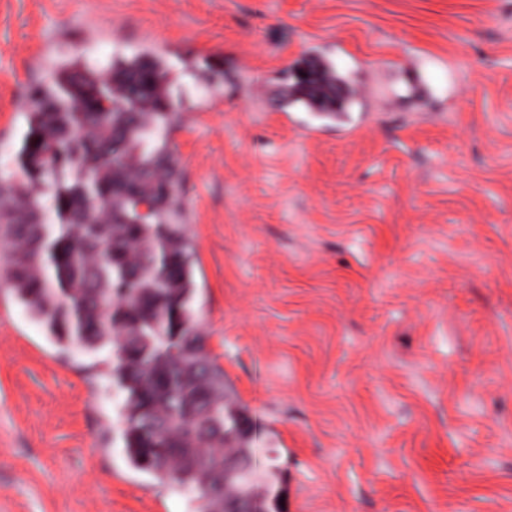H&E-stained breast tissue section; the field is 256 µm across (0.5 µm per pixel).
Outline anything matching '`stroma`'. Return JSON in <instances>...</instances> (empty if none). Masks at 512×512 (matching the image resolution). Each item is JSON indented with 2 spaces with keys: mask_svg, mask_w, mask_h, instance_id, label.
Returning a JSON list of instances; mask_svg holds the SVG:
<instances>
[{
  "mask_svg": "<svg viewBox=\"0 0 512 512\" xmlns=\"http://www.w3.org/2000/svg\"><path fill=\"white\" fill-rule=\"evenodd\" d=\"M174 67L192 306L279 512H512V0H0V181L61 62ZM354 89L296 100L306 63ZM109 350L0 289V512H201Z\"/></svg>",
  "mask_w": 512,
  "mask_h": 512,
  "instance_id": "35a3bbf8",
  "label": "stroma"
}]
</instances>
